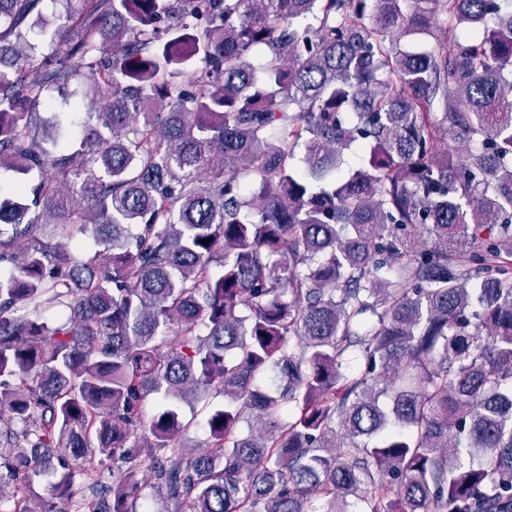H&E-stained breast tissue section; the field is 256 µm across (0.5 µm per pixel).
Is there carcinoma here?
<instances>
[{"mask_svg":"<svg viewBox=\"0 0 512 512\" xmlns=\"http://www.w3.org/2000/svg\"><path fill=\"white\" fill-rule=\"evenodd\" d=\"M41 2L0 0V172L41 174L0 193V512H512V0ZM209 403V405H222L224 404V398L221 396H209L196 403L195 410L197 415L194 417V421L189 428L182 433V443L186 447H199L204 446L208 441V432L204 426L203 414H200L201 408ZM56 481L54 474L50 471L34 477L31 485L27 488L29 496L39 502L51 500L54 497L53 484Z\"/></svg>","mask_w":512,"mask_h":512,"instance_id":"carcinoma-1","label":"carcinoma"}]
</instances>
